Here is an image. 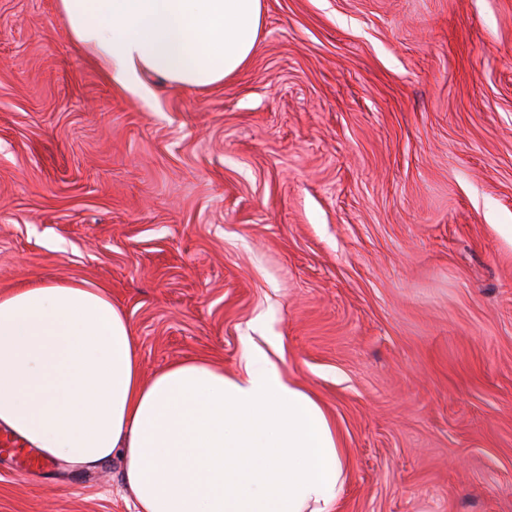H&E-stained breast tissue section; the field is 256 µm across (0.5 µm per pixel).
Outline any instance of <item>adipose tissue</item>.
Masks as SVG:
<instances>
[{
  "label": "adipose tissue",
  "instance_id": "1",
  "mask_svg": "<svg viewBox=\"0 0 512 512\" xmlns=\"http://www.w3.org/2000/svg\"><path fill=\"white\" fill-rule=\"evenodd\" d=\"M73 42L136 92L223 83L253 55L261 0H57ZM0 431L90 470L119 459L136 512H332L348 457L324 406L244 337L240 369L172 362L144 377L106 289L0 291Z\"/></svg>",
  "mask_w": 512,
  "mask_h": 512
}]
</instances>
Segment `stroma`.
Segmentation results:
<instances>
[{
	"instance_id": "obj_1",
	"label": "stroma",
	"mask_w": 512,
	"mask_h": 512,
	"mask_svg": "<svg viewBox=\"0 0 512 512\" xmlns=\"http://www.w3.org/2000/svg\"><path fill=\"white\" fill-rule=\"evenodd\" d=\"M238 75L112 86L57 0H0V290L85 281L145 374L245 336L324 404L333 512H512V0H261ZM0 512H134L112 459Z\"/></svg>"
}]
</instances>
